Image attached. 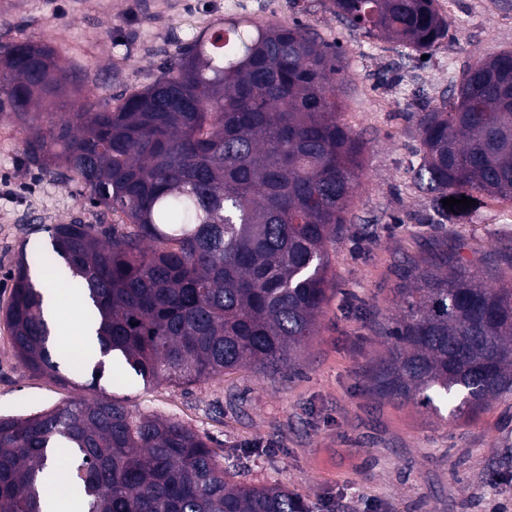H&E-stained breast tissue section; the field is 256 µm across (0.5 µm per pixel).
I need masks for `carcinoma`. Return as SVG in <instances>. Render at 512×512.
Here are the masks:
<instances>
[{"label": "carcinoma", "mask_w": 512, "mask_h": 512, "mask_svg": "<svg viewBox=\"0 0 512 512\" xmlns=\"http://www.w3.org/2000/svg\"><path fill=\"white\" fill-rule=\"evenodd\" d=\"M436 0H331L351 29L416 52L448 36ZM29 43L0 44V112L20 118L70 84L50 58L36 80ZM337 47L307 26L230 19L175 50L118 104L89 93L26 142L28 163L59 165L112 225L48 228L55 284L85 300L93 378L121 359L144 381L191 385L243 365L277 371L314 335L334 290L328 244L351 223L362 146L341 121ZM411 168L438 223L442 200L512 201V49L463 66L451 96L414 113ZM400 314L371 320L387 342L369 392L473 418L512 393V270L487 280L446 243L401 268ZM19 363L53 361L43 294L26 254L0 313ZM83 512H314L279 483L230 484L207 439L108 397L0 417V512H43L52 454Z\"/></svg>", "instance_id": "obj_1"}]
</instances>
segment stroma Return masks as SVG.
Returning <instances> with one entry per match:
<instances>
[{"label": "stroma", "mask_w": 512, "mask_h": 512, "mask_svg": "<svg viewBox=\"0 0 512 512\" xmlns=\"http://www.w3.org/2000/svg\"><path fill=\"white\" fill-rule=\"evenodd\" d=\"M233 17L297 20L341 52L340 118L365 151L352 222L328 247L336 288L315 335L278 373L244 366L174 386L117 363L101 381L106 395L206 437L228 482L280 483L315 512H512V395L447 421L365 389L386 350L369 319L398 316L399 268L439 239L480 276L512 256V202L488 200L441 225L410 172L420 149L412 112L449 98L465 63L512 49V0H451L447 37L422 57L351 31L329 0H0V43L48 46L109 101L148 85L194 33ZM30 127L0 112V311L20 252L48 245L52 225L101 218L81 184L26 161ZM61 372L71 384L24 370L0 323V416L94 397L89 371Z\"/></svg>", "instance_id": "35a3bbf8"}]
</instances>
